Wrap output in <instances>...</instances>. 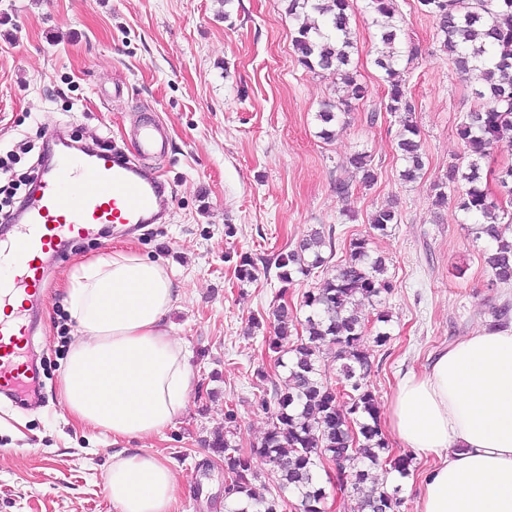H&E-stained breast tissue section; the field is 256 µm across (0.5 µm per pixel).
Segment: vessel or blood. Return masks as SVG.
Segmentation results:
<instances>
[{
	"label": "vessel or blood",
	"mask_w": 512,
	"mask_h": 512,
	"mask_svg": "<svg viewBox=\"0 0 512 512\" xmlns=\"http://www.w3.org/2000/svg\"><path fill=\"white\" fill-rule=\"evenodd\" d=\"M133 136L141 157L168 149L160 123L144 122ZM139 161L100 149L63 153L42 174L25 205L12 236L0 238V306L11 299L44 292V257L64 242L96 236L100 226L153 224L165 216L169 200L165 185ZM32 322L26 309L0 319V394L16 395L36 386L39 371L23 362V339Z\"/></svg>",
	"instance_id": "vessel-or-blood-1"
}]
</instances>
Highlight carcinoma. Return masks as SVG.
<instances>
[{
  "label": "carcinoma",
  "instance_id": "1",
  "mask_svg": "<svg viewBox=\"0 0 512 512\" xmlns=\"http://www.w3.org/2000/svg\"><path fill=\"white\" fill-rule=\"evenodd\" d=\"M377 14L375 25L382 45L375 65L384 72L387 83L386 110L400 118L398 149L405 166L406 181L419 178L425 162L419 131L411 119L414 106L407 97L398 69L396 43L401 29L396 24L393 0H370ZM425 11L438 20L444 46L451 53L458 71L474 74L482 89L476 92L480 106L468 113L459 136L470 160L466 168L448 166L445 180L436 184L435 203L447 204L445 189L456 188V205L467 218L474 219L476 238L491 244L485 263L491 281L512 284V226L499 221L503 203L512 204V164L498 170L483 171L482 160L502 147H512V0H420ZM350 0H290L289 14L302 19L294 37L299 63L309 70L320 69L339 80L342 95L326 103L317 119L319 137L331 140L352 99H362L367 86L358 81L350 68L355 49L350 22ZM349 164L366 187L374 184L376 173L370 156L356 153ZM492 176L504 198L495 196L483 184L484 174ZM399 221L391 207L375 209L369 218L371 229L386 234ZM329 256H324V249ZM335 252L333 230H315L295 248L282 251L274 263L263 266L264 273L276 269V278L288 286L297 277H313L326 266ZM259 270L247 254L237 255L236 278L252 282ZM383 258L371 256L368 240L350 242L343 263L320 286L303 294L309 308L304 321L305 334L290 341L293 314L280 303L273 311L274 336L268 350L276 354L275 364L286 369L288 386L273 397L262 396L260 406L271 411V426L250 451L239 447L237 417L233 409L225 413L224 435L212 447L224 454V478L230 488L226 497L234 506L231 512H285L288 500L267 498L257 491L259 476L252 466L253 456L262 457L278 480L283 492L297 495L296 512H323L326 487L339 497L338 512H399L396 491L379 480L377 469L385 473L408 472L407 456L391 455V448L379 424L377 399L367 381L370 354L364 343L366 318L359 311L363 300H372L392 291ZM373 342L384 346L390 340L389 314L379 311ZM339 362L342 394L328 381L321 368L324 355ZM337 463L335 477L322 482V460Z\"/></svg>",
  "mask_w": 512,
  "mask_h": 512
}]
</instances>
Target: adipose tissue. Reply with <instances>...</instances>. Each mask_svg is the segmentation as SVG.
Returning a JSON list of instances; mask_svg holds the SVG:
<instances>
[{"instance_id": "ef3b65f1", "label": "adipose tissue", "mask_w": 512, "mask_h": 512, "mask_svg": "<svg viewBox=\"0 0 512 512\" xmlns=\"http://www.w3.org/2000/svg\"><path fill=\"white\" fill-rule=\"evenodd\" d=\"M178 299L158 262L114 252L74 267L65 302L81 333L62 394L78 423L143 440L186 409L187 351L166 317ZM387 424L427 462L415 512H512V321L486 325L397 382ZM105 490L119 512H173L178 483L149 452L112 456Z\"/></svg>"}]
</instances>
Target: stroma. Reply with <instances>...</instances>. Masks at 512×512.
<instances>
[{"label":"stroma","instance_id":"obj_1","mask_svg":"<svg viewBox=\"0 0 512 512\" xmlns=\"http://www.w3.org/2000/svg\"><path fill=\"white\" fill-rule=\"evenodd\" d=\"M289 0H0V151L19 141L31 152L16 164H39L52 136L83 144L110 138L136 152L135 121H160L165 155L145 160L161 174L171 202L167 221L132 231L104 226L96 238L67 246L47 262V294L31 352L41 365L39 403L0 398V512H118L105 490L116 449L109 433L67 413L61 377L78 333L65 305L72 268L115 251L162 264L179 300L168 316L189 352L188 407L145 440L178 481L177 512H225L222 453L211 443L234 408L243 447L259 442L269 418L262 390H285L287 374L267 354L269 317L281 286L276 276L240 283L226 255L264 262L294 248L311 229L333 228L335 258L355 238L384 256L394 288L387 345H369L368 381L387 406L399 375L424 372L434 357L512 305V284L490 287L487 244L474 240L455 201L435 206L436 183L449 165H467L458 128L478 100L475 81L452 64L435 19L419 0H394L404 30L401 55L425 154L413 182L401 177L397 116L373 59L378 46L369 0H354L353 64L367 97L352 101L335 139L318 138L317 113L336 101L335 78L303 67L293 48ZM370 155L372 188L348 163ZM352 183L340 199L336 180ZM399 221L387 235L371 230L378 207ZM267 376L258 383L257 372Z\"/></svg>","mask_w":512,"mask_h":512}]
</instances>
